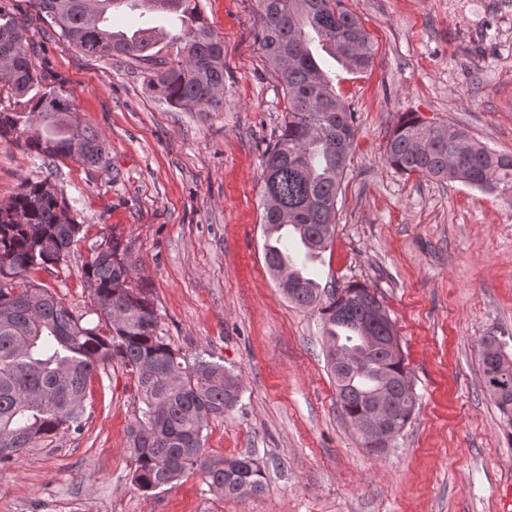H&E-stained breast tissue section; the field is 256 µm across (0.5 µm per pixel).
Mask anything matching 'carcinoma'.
Here are the masks:
<instances>
[{
    "label": "carcinoma",
    "mask_w": 512,
    "mask_h": 512,
    "mask_svg": "<svg viewBox=\"0 0 512 512\" xmlns=\"http://www.w3.org/2000/svg\"><path fill=\"white\" fill-rule=\"evenodd\" d=\"M0 0V89L8 87L28 110H0V139L22 141L36 157H71L88 166L106 161L96 130L74 125L70 96L41 83L24 36L10 7ZM154 0H36L61 35L89 57L125 54L150 65L145 79L151 93L171 107L207 112L223 102L224 44L207 26L199 0H161L184 19L173 50L159 57L161 27L139 26L123 38L101 23L105 7ZM260 46L285 96L288 114L282 133L264 152V258L270 271L285 277L278 288L296 305L322 315L327 368L336 383L342 414L354 422L373 394L393 399L408 424L417 397L403 396L411 380L405 358H392L365 342L380 330L367 324L369 303L380 299L369 288L350 285L329 291L298 263L285 265L294 237L306 259L321 257L336 231L337 197L354 137L355 113L336 93L313 48L353 73L367 70L375 55L371 37L344 0H258ZM386 161L397 171L444 183L463 182L512 204V153L492 150L446 122L428 124L407 112L389 135ZM83 225L51 181L27 180L0 206V465L61 432L82 426L88 379L100 365L120 364L134 375L141 403L131 428L135 457L132 483L145 494L169 486L187 470L199 468L211 491L248 498L264 489L260 461L253 455L213 459L204 430L211 419L236 406L239 377L223 364L202 357L188 360L162 336L154 306L131 284L136 271L129 248L116 235L89 246L82 266L95 314L108 331L85 321L33 274H53L67 263ZM496 361L481 356L486 387L512 423V359L497 338L483 340ZM341 351L363 354L354 367L336 362Z\"/></svg>",
    "instance_id": "cac0c4a2"
}]
</instances>
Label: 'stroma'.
Listing matches in <instances>:
<instances>
[{"label": "stroma", "mask_w": 512, "mask_h": 512, "mask_svg": "<svg viewBox=\"0 0 512 512\" xmlns=\"http://www.w3.org/2000/svg\"><path fill=\"white\" fill-rule=\"evenodd\" d=\"M224 44V105L187 111L158 101L145 63L81 54L32 0H12L43 84L73 100L107 162L43 164L0 141V205L46 178L84 226L68 267L37 280L76 313L94 303L87 246H131L134 285L168 343L241 377L239 403L210 421V456L258 458L265 489L237 500L202 471L144 494L130 478L139 403L119 365L91 375L81 433L65 432L0 467V512H503L512 486V427L484 386L481 343L512 355V205L460 182L440 184L386 161L408 112L445 121L512 153V0H345L376 47L353 74L320 65L356 114L336 233L309 263L326 289L374 291L400 338L418 401L393 448L375 456L342 416L317 310L289 302L264 261L263 153L287 99L259 44L257 0H200Z\"/></svg>", "instance_id": "obj_1"}]
</instances>
